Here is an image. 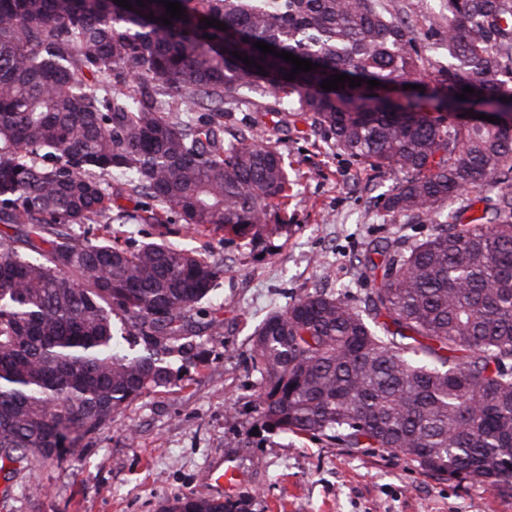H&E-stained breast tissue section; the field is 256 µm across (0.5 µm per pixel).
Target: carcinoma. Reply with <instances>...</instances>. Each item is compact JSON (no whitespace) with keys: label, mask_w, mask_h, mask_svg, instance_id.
<instances>
[{"label":"carcinoma","mask_w":512,"mask_h":512,"mask_svg":"<svg viewBox=\"0 0 512 512\" xmlns=\"http://www.w3.org/2000/svg\"><path fill=\"white\" fill-rule=\"evenodd\" d=\"M127 2L0 0V468L78 446L169 385L196 328H222L196 317L223 267L112 242L114 198L147 199L124 224L245 238L288 203L271 139L290 117L397 175L385 215L427 232L365 251L360 301L316 291L263 321L265 428L512 490V124L427 115L512 111V0H177L169 25L159 0ZM258 41L317 68L285 80L292 64ZM337 74L361 86L321 88ZM244 88L277 119L227 140ZM89 222L99 236L73 232ZM163 512L235 510L186 496Z\"/></svg>","instance_id":"cac0c4a2"}]
</instances>
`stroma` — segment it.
<instances>
[{"label": "stroma", "instance_id": "1", "mask_svg": "<svg viewBox=\"0 0 512 512\" xmlns=\"http://www.w3.org/2000/svg\"><path fill=\"white\" fill-rule=\"evenodd\" d=\"M276 147L291 196L255 235L224 240L175 224L168 236L223 264L202 303L223 320L220 333H203L196 357H170L172 383L127 402L111 428L26 479L0 471V512H160L186 495L242 502L246 512H512L511 491L429 476L389 452L263 429L256 327L317 290L343 287L359 300L367 246L425 232L389 223L381 195L393 176L334 153L309 124H284ZM229 468L228 488L217 478Z\"/></svg>", "mask_w": 512, "mask_h": 512}]
</instances>
